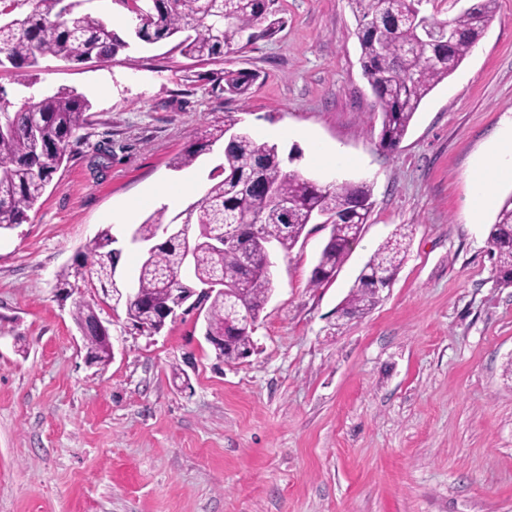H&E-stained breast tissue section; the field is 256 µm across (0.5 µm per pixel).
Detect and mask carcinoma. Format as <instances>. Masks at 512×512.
<instances>
[{
  "instance_id": "1",
  "label": "carcinoma",
  "mask_w": 512,
  "mask_h": 512,
  "mask_svg": "<svg viewBox=\"0 0 512 512\" xmlns=\"http://www.w3.org/2000/svg\"><path fill=\"white\" fill-rule=\"evenodd\" d=\"M83 0H0V53L26 82L39 60L52 55L69 62L93 56L112 59L128 46L112 29L89 13L78 11ZM130 0L136 15V39L154 44L177 38L181 52L191 58L234 55L252 44L249 35L272 33L267 23V0ZM357 18V38L364 73L382 115L380 145L394 149L406 135L422 100L448 78L482 38L494 19L497 0H477L475 14L459 13L442 22L425 15L421 5L431 0H348ZM444 24L456 31L452 43L427 41L421 35L425 22ZM251 77L242 71L224 72L225 91L243 94ZM90 103L73 91L59 90L31 96L19 108L0 97V113L13 118V130L0 134V234L27 219V213L45 194L54 173L71 146L72 134L88 122ZM235 126L229 117L224 125L205 131L174 162L191 166L211 144L224 139ZM371 188L365 182L320 184L285 169L278 145L259 142L241 131L226 147L220 180L182 210L168 214L163 206L133 226V237L155 244L141 258L134 295L115 307L125 309L127 322L142 328L166 325L159 306L176 301L172 288L187 287L186 278L200 283L226 274L235 278L234 290L217 291L205 302L206 336L224 337L212 345L216 357L236 362L254 350L253 326L271 298L273 281L267 243L293 249L307 225L320 212L327 217L328 239L314 266L310 283L319 286L335 276L359 239L357 224H366L371 213ZM246 224H259L262 236L240 246L218 250L212 235L224 231L239 235ZM111 228L94 244L75 275L102 294L112 293ZM405 234L395 233L375 251L369 266L383 267L388 281L403 263ZM491 255L502 283L512 284V194L501 204L488 233ZM380 291L360 271L342 312L355 316L369 312L380 301ZM76 324L89 327L86 356L96 365L112 358V342L94 329L97 310L75 302Z\"/></svg>"
}]
</instances>
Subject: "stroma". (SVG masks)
<instances>
[{
    "mask_svg": "<svg viewBox=\"0 0 512 512\" xmlns=\"http://www.w3.org/2000/svg\"><path fill=\"white\" fill-rule=\"evenodd\" d=\"M280 26L245 53L198 61L174 41H132L111 60L41 59L28 84L0 66L14 103L73 90L90 126L28 219L0 235V512H512V284L499 280L488 228L512 195L500 181L479 223L471 171L512 118V0L421 102L397 148L362 73L348 0H271ZM228 70L254 76L242 95ZM234 116L260 141L274 129L288 170L367 182L372 211L335 277L309 279L328 238L311 224L291 251L269 248L275 290L254 353L216 359L196 313L154 336L103 310L114 357L89 366L72 319L94 302L74 271L97 232L150 186L194 177L198 200L222 146L177 169L195 135ZM353 163L319 161L309 142ZM409 248L368 313L338 309L378 246ZM70 274L72 289L57 286ZM185 368L189 386L174 381Z\"/></svg>",
    "mask_w": 512,
    "mask_h": 512,
    "instance_id": "1",
    "label": "stroma"
}]
</instances>
